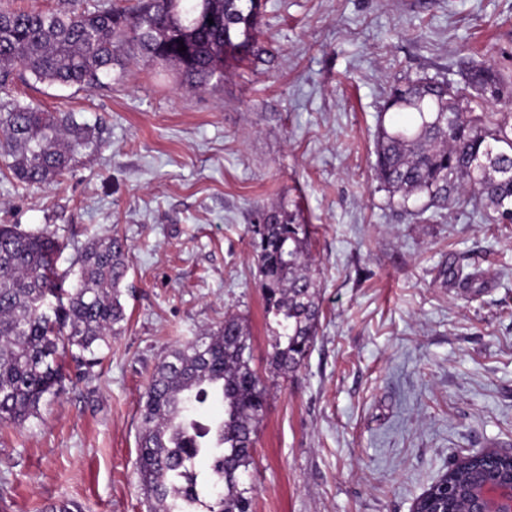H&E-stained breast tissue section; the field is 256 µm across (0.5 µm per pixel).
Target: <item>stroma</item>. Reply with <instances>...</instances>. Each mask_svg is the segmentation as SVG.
<instances>
[{
  "label": "stroma",
  "mask_w": 512,
  "mask_h": 512,
  "mask_svg": "<svg viewBox=\"0 0 512 512\" xmlns=\"http://www.w3.org/2000/svg\"><path fill=\"white\" fill-rule=\"evenodd\" d=\"M262 21L249 59L201 89L136 55L90 89L15 78L102 146L49 186L0 173V224L55 233L64 268L115 231L131 251L128 322L91 379L0 430V512H149L141 397L173 345L228 315L268 389L253 512H411L462 456L512 451V224L466 204L417 220L373 169L393 84L512 74V0H265ZM282 204L313 229L322 310L285 376L249 245Z\"/></svg>",
  "instance_id": "1"
}]
</instances>
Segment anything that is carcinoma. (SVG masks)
Wrapping results in <instances>:
<instances>
[{
    "mask_svg": "<svg viewBox=\"0 0 512 512\" xmlns=\"http://www.w3.org/2000/svg\"><path fill=\"white\" fill-rule=\"evenodd\" d=\"M64 12L0 9V91L21 71L36 83L91 88L123 66L127 48L172 66L192 87L222 80L224 66L248 57L260 34L253 0H140L89 11L71 0ZM201 16L213 24L198 25ZM186 47L183 52L180 47ZM481 107L477 112L474 106ZM512 76L472 68L464 86L421 77L394 84L387 109L413 115L380 125L374 169L392 195L407 203L425 196L444 209L486 205L499 224H512ZM101 142L73 112H48L0 99V156L25 186L62 176L74 156ZM283 206L251 225V246L270 337V364L282 375L308 356L321 308L317 276L306 269L308 224ZM62 244L51 231L0 224V427L21 426L66 380L65 359L91 369L126 320L121 284L128 246L114 231L79 255L72 270L57 265ZM266 386L252 367L250 332L236 316L208 336L172 348L156 366L140 411L137 475L151 512H252L257 433ZM216 405L224 413L209 417ZM203 459L207 471L196 463ZM472 456L447 474L463 493L484 474Z\"/></svg>",
    "mask_w": 512,
    "mask_h": 512,
    "instance_id": "1",
    "label": "carcinoma"
}]
</instances>
